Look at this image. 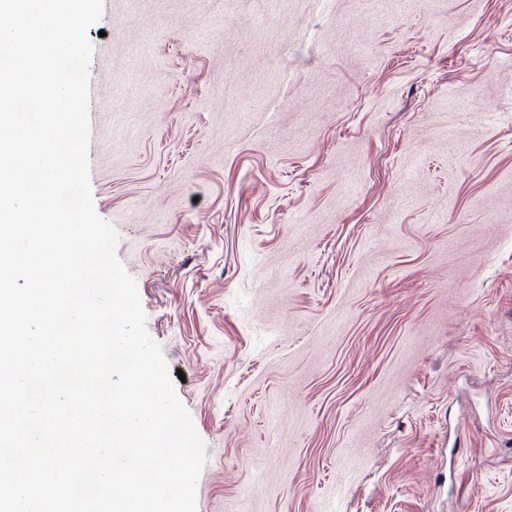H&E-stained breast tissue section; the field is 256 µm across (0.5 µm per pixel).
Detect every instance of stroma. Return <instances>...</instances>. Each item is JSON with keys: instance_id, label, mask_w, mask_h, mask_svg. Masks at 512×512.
I'll return each instance as SVG.
<instances>
[{"instance_id": "1", "label": "stroma", "mask_w": 512, "mask_h": 512, "mask_svg": "<svg viewBox=\"0 0 512 512\" xmlns=\"http://www.w3.org/2000/svg\"><path fill=\"white\" fill-rule=\"evenodd\" d=\"M88 37L196 512H512V0H104Z\"/></svg>"}]
</instances>
